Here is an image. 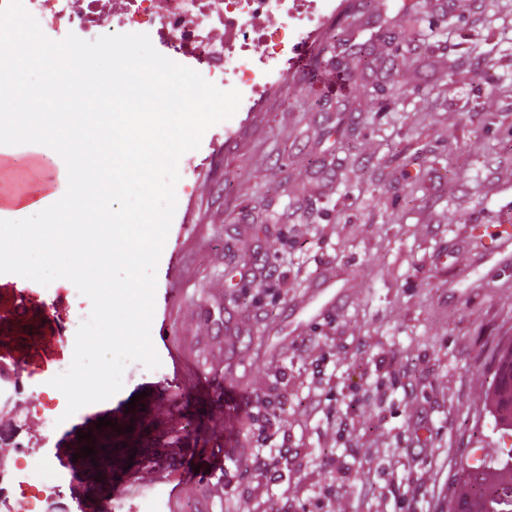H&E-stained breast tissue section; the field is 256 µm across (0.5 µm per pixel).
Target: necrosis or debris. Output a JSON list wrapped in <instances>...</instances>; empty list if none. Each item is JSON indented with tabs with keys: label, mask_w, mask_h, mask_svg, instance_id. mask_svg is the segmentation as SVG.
I'll return each mask as SVG.
<instances>
[{
	"label": "necrosis or debris",
	"mask_w": 512,
	"mask_h": 512,
	"mask_svg": "<svg viewBox=\"0 0 512 512\" xmlns=\"http://www.w3.org/2000/svg\"><path fill=\"white\" fill-rule=\"evenodd\" d=\"M333 0H23L47 36L92 41L111 34L144 33L195 59L209 82L241 94L251 111L283 66L293 62L306 30L319 28ZM276 12L284 24L256 29L253 18ZM13 465L0 468V497L11 512H43L60 484H35L43 459L18 448Z\"/></svg>",
	"instance_id": "necrosis-or-debris-1"
}]
</instances>
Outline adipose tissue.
<instances>
[{"label":"adipose tissue","instance_id":"1","mask_svg":"<svg viewBox=\"0 0 512 512\" xmlns=\"http://www.w3.org/2000/svg\"><path fill=\"white\" fill-rule=\"evenodd\" d=\"M132 67L127 57L99 69L68 49H45L19 18L0 27V126L11 131L10 142H0V154L34 161L48 174L28 195L0 198V256L24 263L39 253L37 275L53 267L75 268L94 284L110 312L120 303L147 309L144 285L113 288L110 270L117 260L133 267L146 263L160 232L149 207L119 213L112 201L129 189L150 198L148 166L172 162L189 133L188 125L166 123L169 109L185 105L187 81L141 67L132 91L120 83ZM33 68L41 71V81L25 80ZM117 126L158 134L164 141L150 154L124 151L100 164L73 161L74 145L111 140ZM87 251L97 254V262L74 267Z\"/></svg>","mask_w":512,"mask_h":512}]
</instances>
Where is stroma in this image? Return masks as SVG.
I'll use <instances>...</instances> for the list:
<instances>
[{
    "mask_svg": "<svg viewBox=\"0 0 512 512\" xmlns=\"http://www.w3.org/2000/svg\"><path fill=\"white\" fill-rule=\"evenodd\" d=\"M336 5L309 42L306 70L289 67L256 111L209 128L178 161L156 285L182 293L167 326L200 385L171 388L168 366L132 362L112 398L116 445L179 448L194 467L221 450L231 467L223 512H280L276 492L236 467L277 418L288 429L280 471L298 488L291 512H358L365 496L389 512H448L462 467L502 442L485 394L512 343V264L495 252L512 227V74L494 66L512 54V0ZM364 42L368 64L351 66ZM335 72L342 95L314 88L311 75ZM264 254L279 281H252ZM321 282L344 299L296 332L290 311ZM67 285L0 274V289L35 288L45 336L60 329L51 315ZM313 336L326 345L303 351ZM319 355L329 417L307 396ZM403 378L413 399L396 387ZM145 382L157 390L143 397ZM258 396L271 403L250 413ZM7 415L17 440L47 457L42 483L64 469L55 449L80 446L65 429L96 428L83 408L50 431L31 430L41 416L26 403ZM337 415L354 419L353 441L337 437ZM415 437L429 443L423 456ZM359 447L371 462L356 463ZM330 453L332 471L320 465ZM381 462L410 473L411 486L391 485Z\"/></svg>",
    "mask_w": 512,
    "mask_h": 512,
    "instance_id": "stroma-1",
    "label": "stroma"
}]
</instances>
